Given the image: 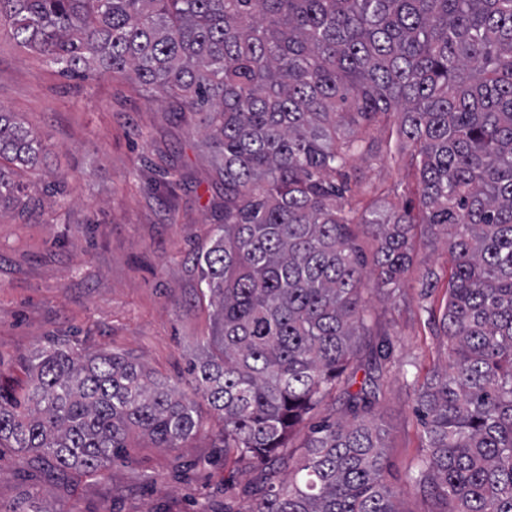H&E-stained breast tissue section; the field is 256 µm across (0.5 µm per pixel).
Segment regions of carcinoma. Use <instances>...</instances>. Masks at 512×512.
I'll use <instances>...</instances> for the list:
<instances>
[{
    "mask_svg": "<svg viewBox=\"0 0 512 512\" xmlns=\"http://www.w3.org/2000/svg\"><path fill=\"white\" fill-rule=\"evenodd\" d=\"M3 29L64 77L129 73L147 101L197 116L224 223L196 257L213 311L187 389L129 356L52 342L29 359L23 395L0 397V448L101 474L134 435L186 447L202 400L224 464L260 469L248 512H400L373 413L391 337L352 387L369 291L395 290L422 226L449 255L448 355L410 361L425 448L410 478L435 512H512V0H0ZM391 113L416 212L365 199L345 172ZM44 152L0 110V210L29 214L14 169ZM356 225L375 241L371 269ZM331 397L344 416L288 450Z\"/></svg>",
    "mask_w": 512,
    "mask_h": 512,
    "instance_id": "obj_1",
    "label": "carcinoma"
}]
</instances>
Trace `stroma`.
<instances>
[{
	"label": "stroma",
	"mask_w": 512,
	"mask_h": 512,
	"mask_svg": "<svg viewBox=\"0 0 512 512\" xmlns=\"http://www.w3.org/2000/svg\"><path fill=\"white\" fill-rule=\"evenodd\" d=\"M0 109L32 126L47 148L39 166L14 179L41 207L30 217L0 213V391L21 395L32 353L52 341L77 351L116 352L176 385L210 329L212 308L199 292L194 256L224 220V177L192 115L146 101L125 75L62 77L41 55L0 35ZM351 182L367 195L388 190L396 208L418 206L408 151L354 157ZM64 181L55 204L45 183ZM413 265L389 299L372 300L377 332L391 336L397 363L445 361L433 316L444 307L448 255L417 231ZM435 270V287L422 276ZM386 434L385 481L401 512H432L410 479L422 453L411 389L388 375L374 406ZM204 429L184 448L133 439L104 474H57L0 450V512H247L254 473L225 465L213 446L215 419L200 404Z\"/></svg>",
	"instance_id": "35a3bbf8"
}]
</instances>
